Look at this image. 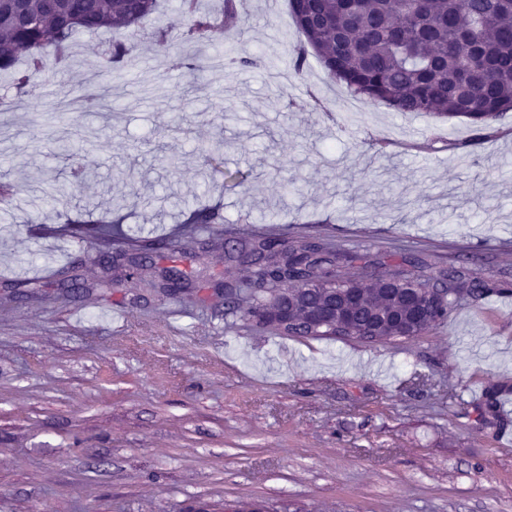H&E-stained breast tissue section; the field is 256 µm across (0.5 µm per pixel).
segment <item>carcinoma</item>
Here are the masks:
<instances>
[{
    "label": "carcinoma",
    "mask_w": 512,
    "mask_h": 512,
    "mask_svg": "<svg viewBox=\"0 0 512 512\" xmlns=\"http://www.w3.org/2000/svg\"><path fill=\"white\" fill-rule=\"evenodd\" d=\"M23 11L0 3V71L15 67L21 53L29 55L31 76L41 73L48 57L63 56L78 32L121 30L140 24L159 10V0H19ZM196 0H180L187 18L182 53L176 67L196 77L198 52L207 45L216 24L234 26L240 16L234 0H224L221 19L203 14ZM290 13L304 42L294 49L288 66L302 72L307 53H313L328 76L345 85L348 92L395 112L427 113L466 120L483 137L500 115L512 111V0H288ZM131 48L112 45L107 64L121 65ZM223 176L224 182L240 186L247 175L210 167L206 177ZM76 233L93 226L90 237L106 240L114 221L101 217L89 222L78 214L67 219ZM191 224H221L223 216L206 207L193 211ZM182 247L167 238L155 240L148 250L135 241L125 244L128 271L133 283L163 281L174 267L160 261L196 252V234L181 233ZM209 250L224 252V265L243 267L246 281L224 278V322L233 326L247 321L281 336H331L348 342L395 344L411 336L397 330L367 340L363 329L369 318L382 311L409 313L405 298L382 288L413 289L433 297L435 306L422 331L444 322L448 314L468 297L496 290L468 267L440 270L427 275L419 271L424 262L402 266L407 260L379 261L370 252L340 253L307 237L280 240L258 236L249 241L225 238L218 233ZM292 281L315 282L319 287L305 292L302 304L288 300L283 285ZM336 290V302H350V289H357L354 323L344 332L330 330V318L320 327L307 326V310H322L326 290ZM288 307L292 326L282 329L263 318L273 309Z\"/></svg>",
    "instance_id": "carcinoma-1"
}]
</instances>
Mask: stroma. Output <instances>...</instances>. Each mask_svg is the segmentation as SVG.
I'll return each instance as SVG.
<instances>
[{
    "instance_id": "stroma-1",
    "label": "stroma",
    "mask_w": 512,
    "mask_h": 512,
    "mask_svg": "<svg viewBox=\"0 0 512 512\" xmlns=\"http://www.w3.org/2000/svg\"><path fill=\"white\" fill-rule=\"evenodd\" d=\"M217 28L260 67L190 81L178 0L140 26L76 34L68 70L19 92L0 75V512H512V289L462 302L394 345L224 323L221 302L120 287L75 300L88 238L44 207L50 185L111 212L140 245L198 201L238 235L512 268V112L465 121L357 99L308 56L288 0H236ZM134 72L105 71L112 43ZM223 96L225 112L212 102ZM245 187L203 183L212 159Z\"/></svg>"
}]
</instances>
